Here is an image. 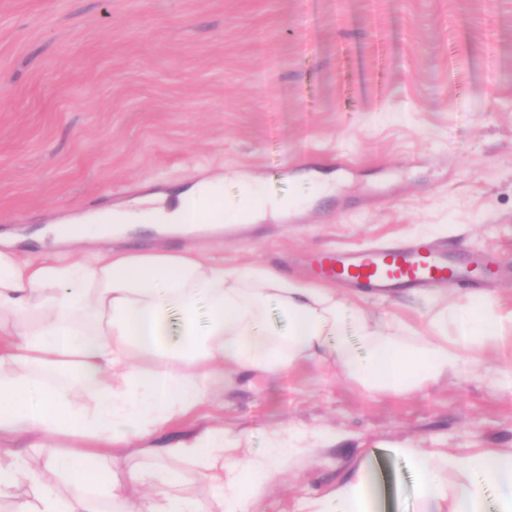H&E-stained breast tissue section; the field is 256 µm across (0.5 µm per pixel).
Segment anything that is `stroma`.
I'll return each instance as SVG.
<instances>
[{
	"mask_svg": "<svg viewBox=\"0 0 512 512\" xmlns=\"http://www.w3.org/2000/svg\"><path fill=\"white\" fill-rule=\"evenodd\" d=\"M256 178L304 205L206 236L225 268L269 265L314 282L315 252L431 239L449 257L491 249L484 282L512 311V0H0V249L45 259L35 233L200 179ZM332 172L314 197L302 174ZM96 207H89V200ZM367 317L417 333L422 290L337 288ZM307 440L251 512L304 503L364 477L380 512H431L402 448L512 454V338L474 348L436 383L395 396L309 362L274 380L233 376L224 404L169 426ZM197 467L128 449L118 463Z\"/></svg>",
	"mask_w": 512,
	"mask_h": 512,
	"instance_id": "1",
	"label": "stroma"
}]
</instances>
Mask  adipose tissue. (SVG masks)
<instances>
[{"mask_svg":"<svg viewBox=\"0 0 512 512\" xmlns=\"http://www.w3.org/2000/svg\"><path fill=\"white\" fill-rule=\"evenodd\" d=\"M201 179L186 190L150 195L108 209L97 223L58 225L72 243L63 258L38 262L0 251V438L37 436V443L0 462V500L20 482L36 491L13 512H250L254 488L270 484L289 448L273 438L262 457L241 464L224 482V432L208 430L166 449L197 461L214 495L208 509L182 495L181 475L135 469L120 479L116 449L153 435L224 393L227 376H275L302 361L339 367L371 393H410L455 371L463 352L512 333V313L488 295L438 309L428 335L408 341L398 319L371 325L355 303L335 291L292 281L269 267L228 271L206 252H130L112 239L139 229H187L255 224L283 218L296 199L263 195L237 175ZM288 332L264 329L269 306ZM355 317L366 353L346 336ZM93 390L94 408L78 406L72 388ZM418 497L450 512H512V455H441L403 451ZM457 473L448 483L446 472ZM314 512H370L366 483H354L314 503Z\"/></svg>","mask_w":512,"mask_h":512,"instance_id":"adipose-tissue-1","label":"adipose tissue"}]
</instances>
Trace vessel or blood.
Here are the masks:
<instances>
[{
    "label": "vessel or blood",
    "mask_w": 512,
    "mask_h": 512,
    "mask_svg": "<svg viewBox=\"0 0 512 512\" xmlns=\"http://www.w3.org/2000/svg\"><path fill=\"white\" fill-rule=\"evenodd\" d=\"M315 264L320 278L340 286H361L378 295L446 283L475 285L495 266L492 254L485 251L471 254L466 265H455L445 250L425 238L361 251L327 250L319 253Z\"/></svg>",
    "instance_id": "vessel-or-blood-1"
}]
</instances>
